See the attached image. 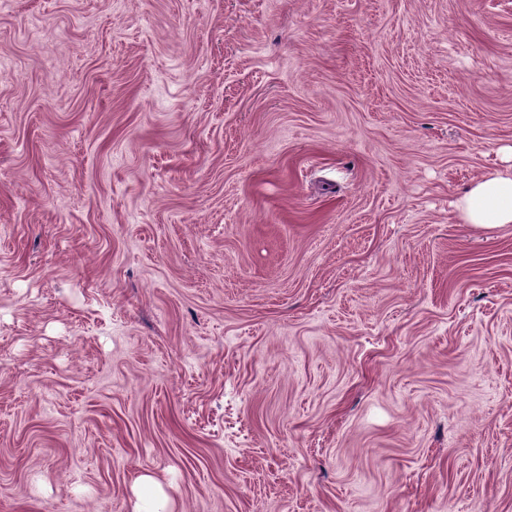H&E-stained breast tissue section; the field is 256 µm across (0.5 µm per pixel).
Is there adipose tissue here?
I'll return each mask as SVG.
<instances>
[{"mask_svg": "<svg viewBox=\"0 0 512 512\" xmlns=\"http://www.w3.org/2000/svg\"><path fill=\"white\" fill-rule=\"evenodd\" d=\"M457 207L467 223L490 230L512 224V172H497L472 184Z\"/></svg>", "mask_w": 512, "mask_h": 512, "instance_id": "adipose-tissue-1", "label": "adipose tissue"}]
</instances>
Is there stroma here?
<instances>
[{"mask_svg": "<svg viewBox=\"0 0 512 512\" xmlns=\"http://www.w3.org/2000/svg\"><path fill=\"white\" fill-rule=\"evenodd\" d=\"M512 0H0V512H512ZM457 208L468 224L483 229L512 224V171L489 174L472 184L460 196ZM138 482L143 488V493L138 497L133 512H165L161 499L153 493L151 480L141 477Z\"/></svg>", "mask_w": 512, "mask_h": 512, "instance_id": "35a3bbf8", "label": "stroma"}]
</instances>
